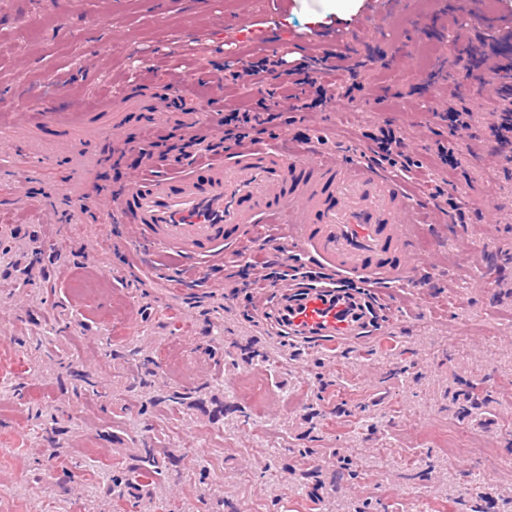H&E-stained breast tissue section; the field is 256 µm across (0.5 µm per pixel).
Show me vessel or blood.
<instances>
[{"mask_svg": "<svg viewBox=\"0 0 512 512\" xmlns=\"http://www.w3.org/2000/svg\"><path fill=\"white\" fill-rule=\"evenodd\" d=\"M104 212L133 226L152 263L199 269L223 260L255 225H287L275 246L307 256L326 276L294 281L259 310L274 332L333 351L374 331L387 310L383 288L419 287L414 230L438 208L431 198L413 201L380 167L341 160L316 143L288 152L243 145L219 161L181 167L158 161ZM340 278L373 296L337 288Z\"/></svg>", "mask_w": 512, "mask_h": 512, "instance_id": "vessel-or-blood-1", "label": "vessel or blood"}]
</instances>
